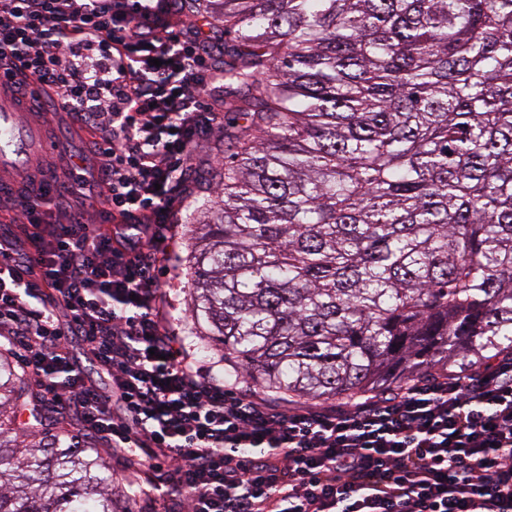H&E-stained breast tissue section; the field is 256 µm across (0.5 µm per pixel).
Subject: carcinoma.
I'll list each match as a JSON object with an SVG mask.
<instances>
[{
	"label": "carcinoma",
	"mask_w": 512,
	"mask_h": 512,
	"mask_svg": "<svg viewBox=\"0 0 512 512\" xmlns=\"http://www.w3.org/2000/svg\"><path fill=\"white\" fill-rule=\"evenodd\" d=\"M181 2L224 28L190 312L226 372L349 402L512 358V0ZM38 406L1 347L0 512H129Z\"/></svg>",
	"instance_id": "cac0c4a2"
}]
</instances>
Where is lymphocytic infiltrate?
Listing matches in <instances>:
<instances>
[{
    "label": "lymphocytic infiltrate",
    "mask_w": 512,
    "mask_h": 512,
    "mask_svg": "<svg viewBox=\"0 0 512 512\" xmlns=\"http://www.w3.org/2000/svg\"><path fill=\"white\" fill-rule=\"evenodd\" d=\"M167 0H0V70L41 85L32 112L81 120L115 231L53 164L8 195L0 337L44 405L158 471L189 512H512V360L395 396L290 410L204 375L159 309L157 270L217 80Z\"/></svg>",
    "instance_id": "f902f5d3"
}]
</instances>
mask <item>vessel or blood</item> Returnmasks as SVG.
<instances>
[{
	"label": "vessel or blood",
	"mask_w": 512,
	"mask_h": 512,
	"mask_svg": "<svg viewBox=\"0 0 512 512\" xmlns=\"http://www.w3.org/2000/svg\"><path fill=\"white\" fill-rule=\"evenodd\" d=\"M19 110L14 100L0 97V183L10 185L20 183L31 167L59 148L58 141L49 138L40 123L16 124L14 115Z\"/></svg>",
	"instance_id": "vessel-or-blood-1"
}]
</instances>
